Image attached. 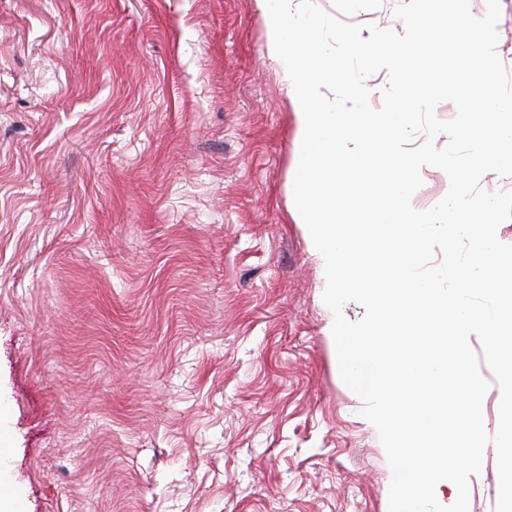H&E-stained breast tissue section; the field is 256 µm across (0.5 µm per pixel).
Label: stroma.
Segmentation results:
<instances>
[{"label":"stroma","instance_id":"obj_1","mask_svg":"<svg viewBox=\"0 0 512 512\" xmlns=\"http://www.w3.org/2000/svg\"><path fill=\"white\" fill-rule=\"evenodd\" d=\"M401 0L326 11L403 32ZM257 0H0V433L22 512H389ZM497 451L469 481L495 512Z\"/></svg>","mask_w":512,"mask_h":512}]
</instances>
